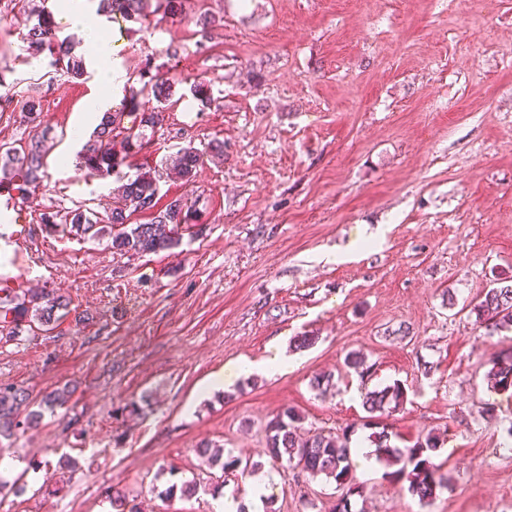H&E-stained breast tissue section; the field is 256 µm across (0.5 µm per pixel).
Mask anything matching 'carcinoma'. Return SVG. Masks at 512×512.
Masks as SVG:
<instances>
[{
  "label": "carcinoma",
  "mask_w": 512,
  "mask_h": 512,
  "mask_svg": "<svg viewBox=\"0 0 512 512\" xmlns=\"http://www.w3.org/2000/svg\"><path fill=\"white\" fill-rule=\"evenodd\" d=\"M100 9L112 19L119 15L147 21L157 15L173 18L181 14L183 0H100ZM24 42L31 55L51 58L50 66L60 67L69 77L79 79L87 74L84 59L71 54L70 39L59 35L52 12L45 9L38 12L36 22L24 34ZM138 78L142 89L150 91L158 106L145 107L138 100L139 91L135 87L124 88L120 107L103 113L93 138L77 153L78 169L86 177H114L120 182L109 214L102 219L78 207L64 213L44 209L38 215V222L55 232L83 240L107 238L113 252L122 255L171 250L179 245V226L195 223V212L181 196H173L163 207H158L161 196L153 171L138 168L130 174L122 170L127 159L137 155L147 143V130L163 121L159 106L172 97L173 80L152 72L151 59H145ZM41 112V99L29 97L26 117L36 131L20 147L0 141V189L16 192L22 201L28 200L47 178L46 157L53 143L49 129L42 130L38 124ZM127 117L132 118L130 126L124 124ZM202 161L197 149L190 145L181 147L171 160L170 175L190 182ZM136 213H147L150 219L133 224L131 217ZM69 305L65 297L43 288L0 287V341L16 340L34 325L43 332L54 330L58 321L70 314ZM472 313L487 328L512 327V284L504 280L486 289ZM486 379L492 389L512 388V347L491 361ZM73 394L74 389L69 387L55 389L43 395L40 405L50 409L61 406ZM403 403L404 388L397 382L365 392L362 405L369 413L368 419L376 420L397 411ZM28 405L29 395L23 389L0 384V437L10 436L15 430L38 421L41 412L23 413ZM302 424L303 417L291 409L272 418L266 425V456L274 464L283 460L294 464L299 477L323 476L346 488L333 512H354L351 497L363 496L364 485L355 482L352 474L348 432L338 435L320 431L302 439L298 435ZM372 439L379 460L398 466L392 475L407 481L408 491L420 502H430L438 489L448 486V475L431 460L430 452L438 447L436 436L428 434L402 448L390 444L385 430L372 433ZM197 453L208 467L220 468L224 478L238 471L258 469V463L244 461L211 441L200 443Z\"/></svg>",
  "instance_id": "carcinoma-1"
}]
</instances>
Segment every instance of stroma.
Segmentation results:
<instances>
[{
	"label": "stroma",
	"instance_id": "1",
	"mask_svg": "<svg viewBox=\"0 0 512 512\" xmlns=\"http://www.w3.org/2000/svg\"><path fill=\"white\" fill-rule=\"evenodd\" d=\"M41 7L86 53L58 0H0V140L27 138L22 104L40 97L56 146L37 206L102 214L115 183L77 170L72 131L92 133L90 98L123 92L104 89L93 61L87 79H46L47 58L22 40ZM97 8L88 0L112 67L134 75L149 56L175 78L162 127L131 163L155 168L197 222L178 252L120 256L45 229L34 208L19 227L0 200V283L51 289L93 317L0 343V384L32 403L76 388L0 441L24 465L0 512H111L116 489L140 512H213L217 477L196 454L206 440L262 463L267 512H332L340 488L268 463L265 426L291 408L304 431L369 436L361 390L395 382L407 399L381 426L401 447L435 434L432 460L451 482L424 506L392 466L358 471L360 512H512V393L485 380L512 329L487 333L471 311L512 280V0H185L155 26ZM188 143L204 162L186 184L166 161ZM358 237L367 246L337 260ZM301 335L315 344L292 350ZM276 344L296 360L288 373L234 376L238 359ZM351 351L366 375L345 367ZM323 374L321 394L311 381ZM128 403L139 411L123 413ZM63 458L64 480L47 477L41 462ZM188 480L193 497L169 493Z\"/></svg>",
	"mask_w": 512,
	"mask_h": 512
}]
</instances>
